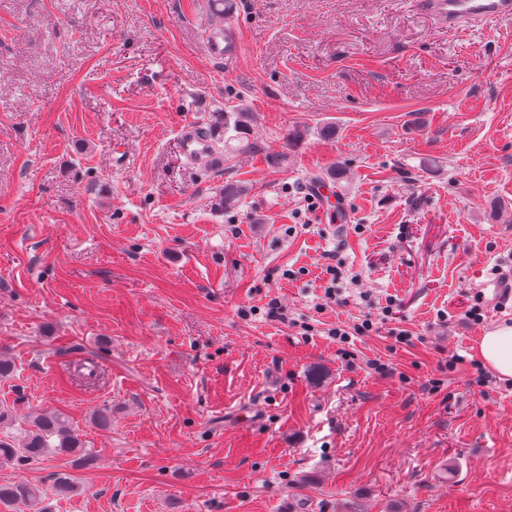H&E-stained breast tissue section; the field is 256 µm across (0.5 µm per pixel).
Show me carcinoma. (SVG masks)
<instances>
[{
  "label": "carcinoma",
  "mask_w": 512,
  "mask_h": 512,
  "mask_svg": "<svg viewBox=\"0 0 512 512\" xmlns=\"http://www.w3.org/2000/svg\"><path fill=\"white\" fill-rule=\"evenodd\" d=\"M247 119L248 112L239 105L228 108L218 106L200 125L199 132L209 139L208 149L212 152L251 153L257 149V144L243 137ZM243 195V188L226 184L223 194L219 196L218 207L233 210L241 205ZM24 424L27 428L19 441L0 433V466L26 467L42 462L56 452L79 454L76 463L80 466L94 461L93 455L83 449L77 434L62 413L50 411L27 416ZM52 482L55 493L63 498L76 491V485L65 473H53ZM41 497L39 487L25 481L0 483V504L28 510Z\"/></svg>",
  "instance_id": "cac0c4a2"
}]
</instances>
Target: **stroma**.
Segmentation results:
<instances>
[{"instance_id":"1","label":"stroma","mask_w":512,"mask_h":512,"mask_svg":"<svg viewBox=\"0 0 512 512\" xmlns=\"http://www.w3.org/2000/svg\"><path fill=\"white\" fill-rule=\"evenodd\" d=\"M216 22L232 61L207 52ZM220 102L258 148L215 170L180 127ZM339 169L349 221L324 224L303 183ZM498 279L512 22L451 30L423 0H236L224 19L209 0H0V405L62 412L95 458L0 482L52 512H512V382L471 383L481 337L512 325ZM273 298L289 323L240 317ZM366 315L379 331L343 358L325 325Z\"/></svg>"}]
</instances>
